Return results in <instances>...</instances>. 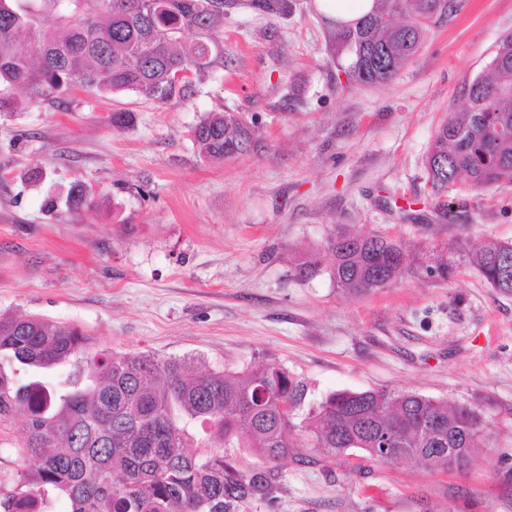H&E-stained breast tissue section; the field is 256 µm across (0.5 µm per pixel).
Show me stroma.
Listing matches in <instances>:
<instances>
[{"mask_svg":"<svg viewBox=\"0 0 512 512\" xmlns=\"http://www.w3.org/2000/svg\"><path fill=\"white\" fill-rule=\"evenodd\" d=\"M288 15L224 17V64L160 102L79 90L0 112V313L82 330L93 346L241 371L279 364L307 385L299 416L340 391L413 392L481 417L462 473L306 444L282 489L239 512H512V294L472 261L512 242V182L439 194L426 155L438 126L512 34V0H462L414 61L354 83L317 0ZM239 112L248 155L214 162L192 130ZM404 253L398 278L339 290L334 228ZM319 255L317 274L300 264Z\"/></svg>","mask_w":512,"mask_h":512,"instance_id":"obj_1","label":"stroma"}]
</instances>
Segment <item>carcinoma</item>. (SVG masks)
I'll list each match as a JSON object with an SVG mask.
<instances>
[{"mask_svg":"<svg viewBox=\"0 0 512 512\" xmlns=\"http://www.w3.org/2000/svg\"><path fill=\"white\" fill-rule=\"evenodd\" d=\"M0 0V112L86 88L134 92L157 101L188 89L224 58L212 35L224 10L248 7L288 13V0ZM457 0H372L367 13L336 22L329 41L344 72L361 84L393 80L413 61L431 27L457 11ZM187 31L197 40L183 41ZM34 42L30 56L19 39ZM178 71L193 79L178 86ZM468 106L448 114L429 154L448 162L428 170L436 192L465 177L477 189L512 180V35L468 87ZM203 155L221 161L253 150L255 130L236 112H210L193 130ZM324 250L342 292L383 288L404 256L378 236L334 231ZM491 288L512 292V243L491 238L474 255ZM58 370L57 384L42 380ZM305 383L269 363L241 372L199 371L186 359L151 352L95 349L75 326L36 316L0 314V428L25 415L16 485L0 487V512H45L56 497L70 512H237L248 500L271 501L280 489L278 462L295 447L297 431L334 456L359 450L380 461L378 436L394 433L399 459L453 470L448 449L468 459L480 446L479 416L411 392H339L295 422ZM440 425L429 433L422 421ZM246 448L263 462L239 469L228 449Z\"/></svg>","mask_w":512,"mask_h":512,"instance_id":"cac0c4a2","label":"carcinoma"}]
</instances>
